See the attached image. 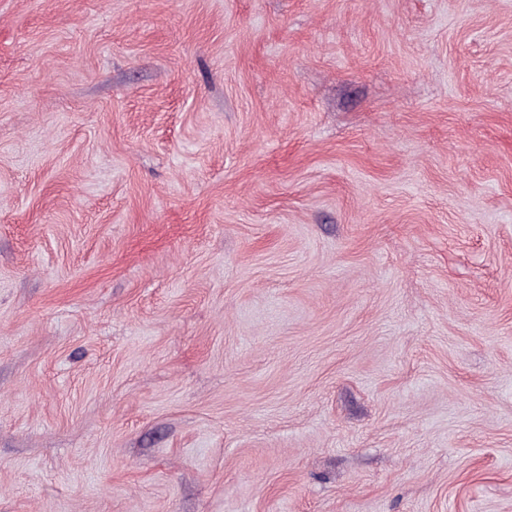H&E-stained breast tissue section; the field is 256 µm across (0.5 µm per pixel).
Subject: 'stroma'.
<instances>
[{
	"mask_svg": "<svg viewBox=\"0 0 512 512\" xmlns=\"http://www.w3.org/2000/svg\"><path fill=\"white\" fill-rule=\"evenodd\" d=\"M0 512H512V0H0Z\"/></svg>",
	"mask_w": 512,
	"mask_h": 512,
	"instance_id": "obj_1",
	"label": "stroma"
}]
</instances>
